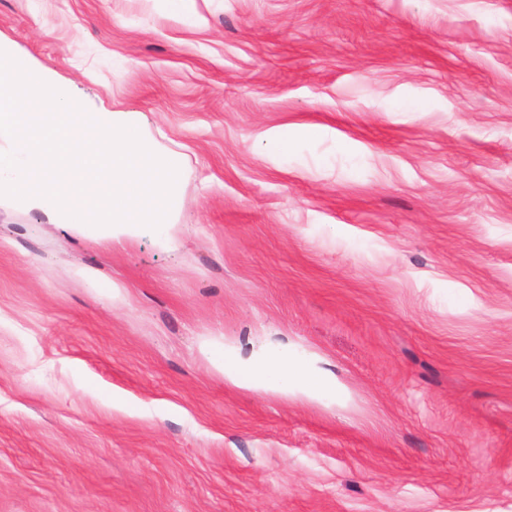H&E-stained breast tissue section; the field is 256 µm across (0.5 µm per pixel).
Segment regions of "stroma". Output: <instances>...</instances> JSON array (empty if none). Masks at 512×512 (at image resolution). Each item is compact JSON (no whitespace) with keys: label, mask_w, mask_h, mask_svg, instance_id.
<instances>
[{"label":"stroma","mask_w":512,"mask_h":512,"mask_svg":"<svg viewBox=\"0 0 512 512\" xmlns=\"http://www.w3.org/2000/svg\"><path fill=\"white\" fill-rule=\"evenodd\" d=\"M0 42L183 201L168 244L0 206V512H512V0H0ZM280 347L337 393L214 365Z\"/></svg>","instance_id":"1"}]
</instances>
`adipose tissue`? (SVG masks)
I'll list each match as a JSON object with an SVG mask.
<instances>
[{
    "label": "adipose tissue",
    "instance_id": "adipose-tissue-1",
    "mask_svg": "<svg viewBox=\"0 0 512 512\" xmlns=\"http://www.w3.org/2000/svg\"><path fill=\"white\" fill-rule=\"evenodd\" d=\"M217 368L232 384L281 395L332 393L336 390L334 376L300 363L284 349H271L249 359L228 353Z\"/></svg>",
    "mask_w": 512,
    "mask_h": 512
}]
</instances>
